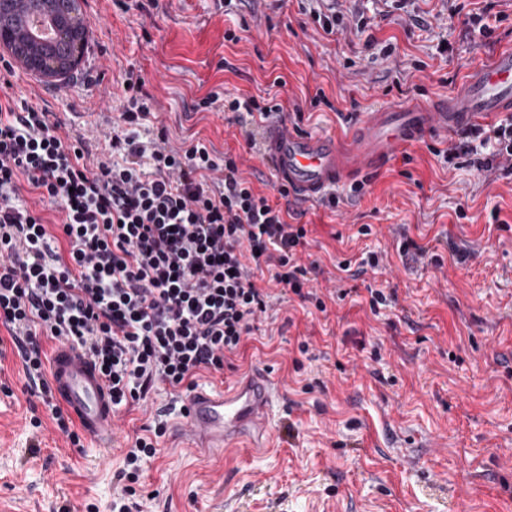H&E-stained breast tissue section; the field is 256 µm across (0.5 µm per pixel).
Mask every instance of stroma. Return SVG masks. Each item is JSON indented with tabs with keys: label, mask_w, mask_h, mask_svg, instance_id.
I'll return each instance as SVG.
<instances>
[{
	"label": "stroma",
	"mask_w": 512,
	"mask_h": 512,
	"mask_svg": "<svg viewBox=\"0 0 512 512\" xmlns=\"http://www.w3.org/2000/svg\"><path fill=\"white\" fill-rule=\"evenodd\" d=\"M88 29L82 79L46 81L0 46V101L40 104L64 130L104 146L127 70L145 81L155 113L139 131L165 128L171 147L201 140L236 157L244 177L281 203L248 130L203 98L253 97L303 107V131L347 136L372 113L431 105L495 49L512 48V0H336V34L315 23L312 0H81ZM499 15L490 38H462L469 16ZM365 31H358V23ZM234 31L236 40L224 38ZM378 46H366L368 38ZM454 45L440 56V40ZM325 101L310 107L315 94ZM458 135L436 132L400 148L383 169L338 187L339 204L305 207L308 252L321 292L348 296L326 311L291 300L269 310L264 335L246 339L223 373L197 384L221 390L251 367L277 380L270 447L203 459L173 435L137 488V512H512V172L446 162ZM370 235H359L361 225ZM439 254L403 263L399 229ZM469 251L457 263L452 249ZM384 264L359 278L336 263L362 254ZM396 291L373 314L368 288ZM310 345L300 357L298 342ZM20 358L0 359V512L105 507L118 491L121 450L76 447L43 405L29 401ZM43 420L42 432L29 421ZM38 453H30L34 437Z\"/></svg>",
	"instance_id": "stroma-1"
}]
</instances>
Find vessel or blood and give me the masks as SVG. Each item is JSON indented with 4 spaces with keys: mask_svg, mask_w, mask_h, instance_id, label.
Returning a JSON list of instances; mask_svg holds the SVG:
<instances>
[{
    "mask_svg": "<svg viewBox=\"0 0 512 512\" xmlns=\"http://www.w3.org/2000/svg\"><path fill=\"white\" fill-rule=\"evenodd\" d=\"M512 114V49L496 50L463 86L434 109L410 107L374 114L346 140L301 133L287 123L268 126L261 154L290 197L308 204L362 171L386 166L396 148L432 132H453ZM49 387L82 435L98 448L115 446V416L102 376L84 350L56 344L49 361ZM280 398L272 375L258 368L223 391L199 388L184 401L185 431L204 454L238 443L264 448L270 442L271 413Z\"/></svg>",
    "mask_w": 512,
    "mask_h": 512,
    "instance_id": "b4317fda",
    "label": "vessel or blood"
}]
</instances>
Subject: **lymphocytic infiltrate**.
Wrapping results in <instances>:
<instances>
[{
    "label": "lymphocytic infiltrate",
    "mask_w": 512,
    "mask_h": 512,
    "mask_svg": "<svg viewBox=\"0 0 512 512\" xmlns=\"http://www.w3.org/2000/svg\"><path fill=\"white\" fill-rule=\"evenodd\" d=\"M124 93L108 146L96 152L82 135L60 136L39 105L0 108V358L17 349L27 393L74 445L72 418L48 396L44 341L85 349L113 409L130 410L147 407L158 386L181 400L201 372H223L272 300L292 294L327 309L310 286L321 266L302 260L304 225L288 223L233 156L218 158L204 142L175 149L161 128L146 149L136 132L151 113L141 76L128 75ZM218 109L257 126L283 115L281 104L253 97ZM23 182L56 222L20 199ZM166 432L156 414L126 436L110 512H132Z\"/></svg>",
    "instance_id": "obj_1"
}]
</instances>
